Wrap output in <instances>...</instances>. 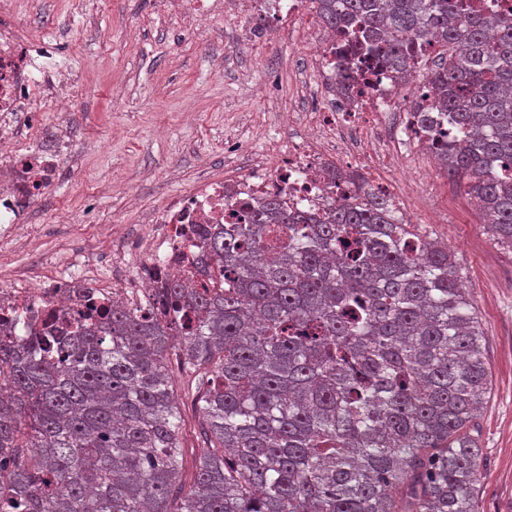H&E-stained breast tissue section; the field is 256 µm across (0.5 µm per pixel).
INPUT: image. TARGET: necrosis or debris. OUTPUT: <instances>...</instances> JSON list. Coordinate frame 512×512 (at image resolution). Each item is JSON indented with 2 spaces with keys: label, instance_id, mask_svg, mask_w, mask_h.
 <instances>
[{
  "label": "necrosis or debris",
  "instance_id": "obj_1",
  "mask_svg": "<svg viewBox=\"0 0 512 512\" xmlns=\"http://www.w3.org/2000/svg\"><path fill=\"white\" fill-rule=\"evenodd\" d=\"M301 0H162L164 14L197 27L215 15L243 17L261 33L282 32L284 22L306 18ZM341 40L324 34L315 43L314 65L321 78L309 85L311 96L324 102L309 132L290 141L287 149L264 155L235 171L233 177L200 181L172 200L155 216L142 255L133 268V286L101 287L93 259L83 256L60 264L54 276L38 272L24 278L0 280V316L24 339L52 320L76 319L85 306L112 304L140 296L151 301L167 277H189L197 249L190 242L189 225L243 224L247 213L266 196L278 195L292 214L327 213L345 195L344 182H331L329 170L345 173L365 168L371 188L399 205L389 181L379 176V153L359 154L348 137L363 140L382 129L386 117L397 115L394 135L401 141L422 143L426 136L405 99H434L435 89L418 71L398 76L388 63L370 61L367 76L351 92L340 89L343 75ZM41 45L24 28H0V246L11 244L27 223L36 203L53 190L60 170L72 158L71 140L63 130L47 135V118L67 101L87 95L83 85L36 66Z\"/></svg>",
  "mask_w": 512,
  "mask_h": 512
}]
</instances>
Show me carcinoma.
Returning a JSON list of instances; mask_svg holds the SVG:
<instances>
[{
	"mask_svg": "<svg viewBox=\"0 0 512 512\" xmlns=\"http://www.w3.org/2000/svg\"><path fill=\"white\" fill-rule=\"evenodd\" d=\"M313 2L350 58L427 68L438 97L411 108L459 135L425 148L512 247V19ZM430 42L453 48L432 68ZM331 178L354 195L314 224L270 199L200 229L199 285L168 279L158 315L91 305L22 345L0 327V512H480L489 379L455 255ZM173 358L207 448L188 491Z\"/></svg>",
	"mask_w": 512,
	"mask_h": 512,
	"instance_id": "cac0c4a2",
	"label": "carcinoma"
}]
</instances>
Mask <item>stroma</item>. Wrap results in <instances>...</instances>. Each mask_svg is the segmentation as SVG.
<instances>
[{
    "label": "stroma",
    "instance_id": "stroma-1",
    "mask_svg": "<svg viewBox=\"0 0 512 512\" xmlns=\"http://www.w3.org/2000/svg\"><path fill=\"white\" fill-rule=\"evenodd\" d=\"M0 16L36 32L53 64L91 88L51 118L71 130L79 164L61 170L29 229L0 252V270L49 272L66 252L107 260L170 198L224 175L226 143L273 153L318 110L301 88L312 53L302 29L245 41L244 20L219 15L189 31L159 0H83L79 14L67 0H0ZM392 178L421 233L448 243L475 303L490 380L475 429L480 512H512V249L443 170L410 174L396 161ZM172 379L189 486L205 448L182 376Z\"/></svg>",
    "mask_w": 512,
    "mask_h": 512
}]
</instances>
